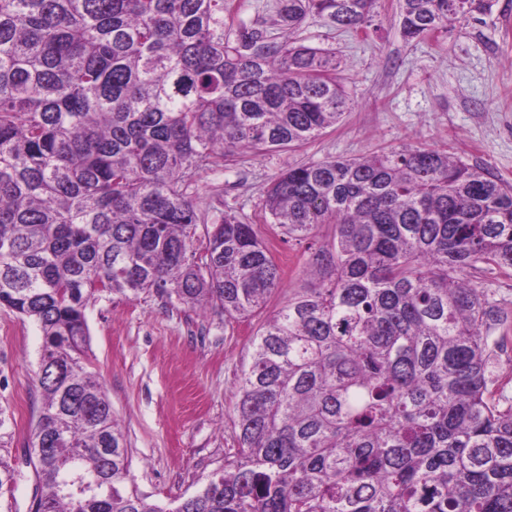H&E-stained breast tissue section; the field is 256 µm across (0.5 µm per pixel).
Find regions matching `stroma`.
Masks as SVG:
<instances>
[{"mask_svg":"<svg viewBox=\"0 0 512 512\" xmlns=\"http://www.w3.org/2000/svg\"><path fill=\"white\" fill-rule=\"evenodd\" d=\"M276 0H225L224 30L264 25L275 41ZM341 62L352 106L342 123L293 150L228 156L190 187L199 214L232 211L273 239L263 190L288 167L358 158L410 144L448 150L489 168L512 185V0H495L487 15L457 19L434 35L406 41L399 0H378L372 26L356 34L308 17L299 32ZM283 283L246 321L165 305L155 295L126 301L103 296L85 315L90 357L133 451L130 484L174 507L224 465L238 442L232 427L237 379L250 361L259 326L295 292L310 287L306 242L278 243ZM475 287L508 315L495 374L512 396V271L478 266ZM42 346L38 326L0 307V414L9 425L0 459L13 478L0 485V512H29L35 491L28 448L40 407L35 385Z\"/></svg>","mask_w":512,"mask_h":512,"instance_id":"35a3bbf8","label":"stroma"}]
</instances>
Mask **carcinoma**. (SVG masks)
Masks as SVG:
<instances>
[{
    "instance_id": "cac0c4a2",
    "label": "carcinoma",
    "mask_w": 512,
    "mask_h": 512,
    "mask_svg": "<svg viewBox=\"0 0 512 512\" xmlns=\"http://www.w3.org/2000/svg\"><path fill=\"white\" fill-rule=\"evenodd\" d=\"M407 40L493 0H399ZM375 0H279L366 31ZM336 56L224 0H0V306L43 336L29 512H512V399L495 397L499 308L466 271L512 270V188L428 145L308 162L266 188L279 234L333 241L237 381L238 450L170 509L127 486L132 451L89 360L87 303L153 293L226 321L280 287L234 212L202 219L200 173L342 120ZM206 245L199 252L198 227ZM276 0H225L224 33L235 34L242 28L263 24L277 42L288 40V30L276 25Z\"/></svg>"
}]
</instances>
